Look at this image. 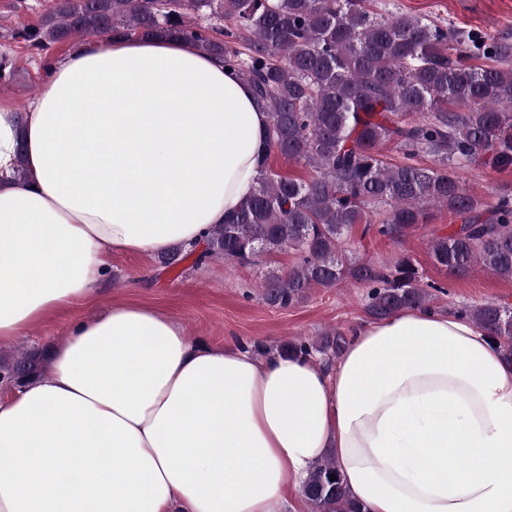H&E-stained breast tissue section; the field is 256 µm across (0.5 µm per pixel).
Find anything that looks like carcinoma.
Listing matches in <instances>:
<instances>
[{
  "mask_svg": "<svg viewBox=\"0 0 512 512\" xmlns=\"http://www.w3.org/2000/svg\"><path fill=\"white\" fill-rule=\"evenodd\" d=\"M376 0H52L39 20L10 34L39 53L72 40L171 36L224 59L252 88L270 116L267 153L312 171L307 181L264 163L252 198L215 225L201 248L175 245L159 258L171 268L194 257L254 265L263 256L295 251L297 261L268 277L264 303L285 308L311 288L347 281L368 288L374 320L401 309L428 307L430 289L408 258L376 266L347 258L355 225L362 235L398 239L428 222L427 207L460 220L430 242L433 263L456 275L480 265L512 278V194L485 205L456 170L489 156L512 166V42L459 31L416 16L373 11ZM208 14L221 25L187 22ZM17 72L0 54V81ZM392 142L402 154L386 162ZM432 159L424 166L420 160ZM459 313L512 352V306L464 304ZM347 339H291L281 354L321 356L330 366ZM39 349L0 355V380L23 385L39 377ZM335 476L332 481L329 476ZM302 494L311 512H364L350 499L333 458L311 470Z\"/></svg>",
  "mask_w": 512,
  "mask_h": 512,
  "instance_id": "cac0c4a2",
  "label": "carcinoma"
}]
</instances>
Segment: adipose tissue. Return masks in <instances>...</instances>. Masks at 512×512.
I'll list each match as a JSON object with an SVG mask.
<instances>
[{"instance_id":"adipose-tissue-1","label":"adipose tissue","mask_w":512,"mask_h":512,"mask_svg":"<svg viewBox=\"0 0 512 512\" xmlns=\"http://www.w3.org/2000/svg\"><path fill=\"white\" fill-rule=\"evenodd\" d=\"M269 121L181 39L89 41L54 62L23 125L0 108V345L92 298L113 255L230 218ZM327 456L367 512H512V362L430 309L360 325L327 369L202 346L169 313L116 303L0 396V512H290Z\"/></svg>"}]
</instances>
